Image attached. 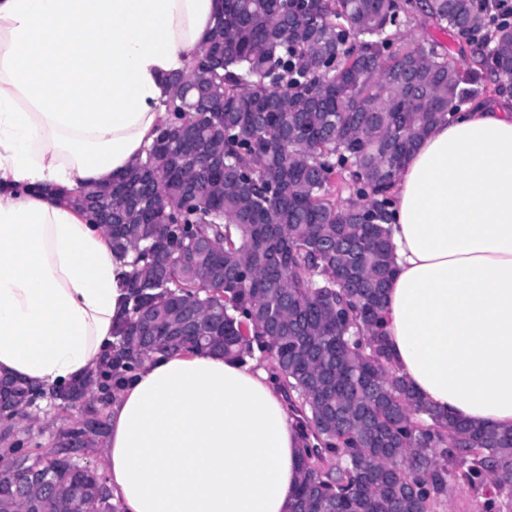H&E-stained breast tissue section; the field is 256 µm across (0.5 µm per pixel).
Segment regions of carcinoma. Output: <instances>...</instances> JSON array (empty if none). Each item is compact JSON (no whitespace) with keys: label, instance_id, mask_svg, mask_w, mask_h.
Masks as SVG:
<instances>
[{"label":"carcinoma","instance_id":"1","mask_svg":"<svg viewBox=\"0 0 512 512\" xmlns=\"http://www.w3.org/2000/svg\"><path fill=\"white\" fill-rule=\"evenodd\" d=\"M491 0H224L215 37L224 66L168 77L164 133L188 128L224 170L196 164L224 193L187 201L179 162L145 149L112 194V249L132 256L112 355L50 397L93 381L106 406L155 353L210 350L245 362L259 352L302 414L309 440L292 512H435L448 474L491 479L512 500V429L475 428L435 413L399 376L383 330L393 248L389 193L419 139L483 92L428 41L393 47L387 29L420 13L475 56L495 44L494 92L512 89V24ZM204 90L221 103L199 110ZM341 176L356 199L331 200ZM198 307L201 338L146 341L142 316ZM74 512H119L97 474L35 452Z\"/></svg>","mask_w":512,"mask_h":512}]
</instances>
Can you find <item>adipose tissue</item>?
I'll list each match as a JSON object with an SVG mask.
<instances>
[{
	"label": "adipose tissue",
	"mask_w": 512,
	"mask_h": 512,
	"mask_svg": "<svg viewBox=\"0 0 512 512\" xmlns=\"http://www.w3.org/2000/svg\"><path fill=\"white\" fill-rule=\"evenodd\" d=\"M220 4L0 0V377L57 389L111 349L131 268L62 194L143 155ZM390 196L395 368L439 415L511 429L512 110L435 126ZM305 446L264 368L154 354L110 400L102 467L121 512H289Z\"/></svg>",
	"instance_id": "1"
}]
</instances>
